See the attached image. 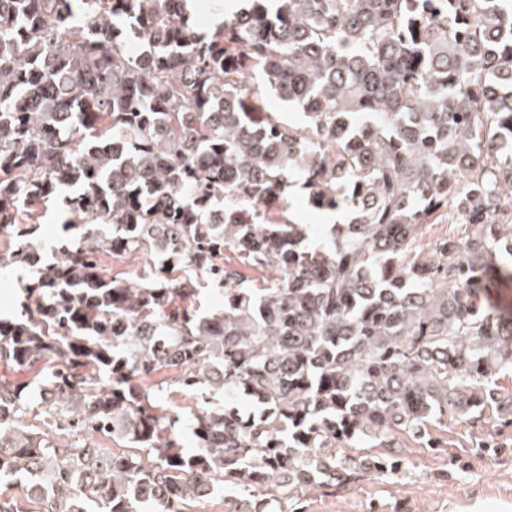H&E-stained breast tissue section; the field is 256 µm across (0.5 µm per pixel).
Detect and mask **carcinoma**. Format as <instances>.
Wrapping results in <instances>:
<instances>
[{
  "mask_svg": "<svg viewBox=\"0 0 512 512\" xmlns=\"http://www.w3.org/2000/svg\"><path fill=\"white\" fill-rule=\"evenodd\" d=\"M298 189L344 217L319 250ZM52 202L76 240L47 262ZM511 210L512 0H249L204 31L187 0H0V261L28 272L0 361L54 366L0 382V512H188L226 487L232 512L275 491L305 512L290 489L407 473L398 434L443 448L431 428L463 422L495 451L512 310L482 294L512 280ZM162 243L144 284L99 271ZM226 250L280 277L251 288ZM193 272L221 308L179 303ZM163 369L222 397L192 453L139 385Z\"/></svg>",
  "mask_w": 512,
  "mask_h": 512,
  "instance_id": "cac0c4a2",
  "label": "carcinoma"
}]
</instances>
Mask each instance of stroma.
I'll use <instances>...</instances> for the list:
<instances>
[{
  "instance_id": "35a3bbf8",
  "label": "stroma",
  "mask_w": 512,
  "mask_h": 512,
  "mask_svg": "<svg viewBox=\"0 0 512 512\" xmlns=\"http://www.w3.org/2000/svg\"><path fill=\"white\" fill-rule=\"evenodd\" d=\"M26 274L22 264H0V316L19 312ZM171 377V371L156 372L145 386L161 414L179 417L178 439L189 452L194 438L187 420L199 409L201 397L173 385ZM438 435L447 446L434 453L406 442L409 474L363 475L332 488L312 485L299 489V497L307 512H370L374 506L380 512H512V442L484 456L471 448L465 424L449 423Z\"/></svg>"
}]
</instances>
